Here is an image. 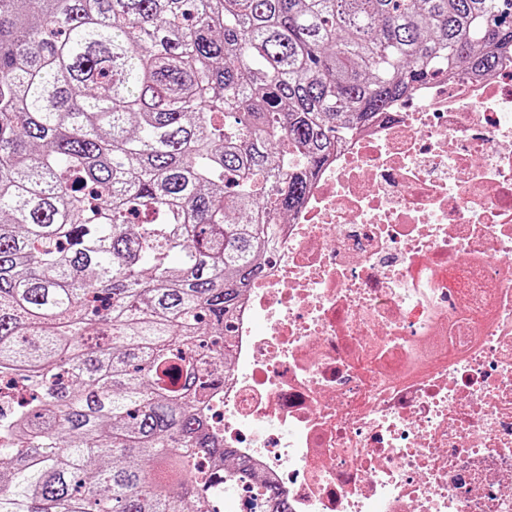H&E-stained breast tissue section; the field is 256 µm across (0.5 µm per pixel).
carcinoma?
Masks as SVG:
<instances>
[{
	"mask_svg": "<svg viewBox=\"0 0 512 512\" xmlns=\"http://www.w3.org/2000/svg\"><path fill=\"white\" fill-rule=\"evenodd\" d=\"M509 47L512 0H0V512L224 503L197 356L278 241L258 214Z\"/></svg>",
	"mask_w": 512,
	"mask_h": 512,
	"instance_id": "1",
	"label": "carcinoma"
}]
</instances>
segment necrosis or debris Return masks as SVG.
Wrapping results in <instances>:
<instances>
[{
    "label": "necrosis or debris",
    "instance_id": "necrosis-or-debris-1",
    "mask_svg": "<svg viewBox=\"0 0 512 512\" xmlns=\"http://www.w3.org/2000/svg\"><path fill=\"white\" fill-rule=\"evenodd\" d=\"M347 139L231 320L226 512H512V55Z\"/></svg>",
    "mask_w": 512,
    "mask_h": 512
}]
</instances>
